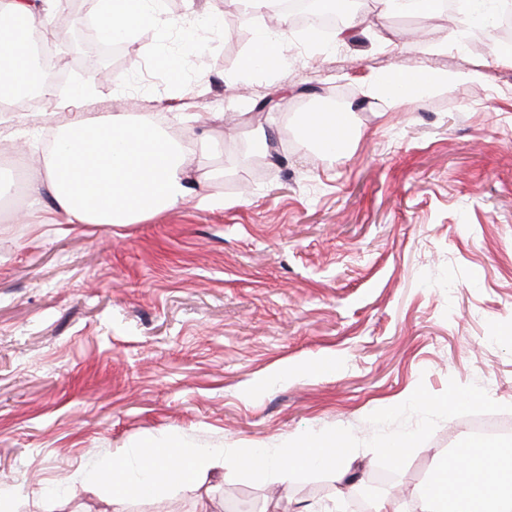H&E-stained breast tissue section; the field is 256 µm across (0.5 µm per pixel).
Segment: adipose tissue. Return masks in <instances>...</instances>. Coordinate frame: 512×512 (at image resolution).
Instances as JSON below:
<instances>
[{
  "label": "adipose tissue",
  "instance_id": "obj_1",
  "mask_svg": "<svg viewBox=\"0 0 512 512\" xmlns=\"http://www.w3.org/2000/svg\"><path fill=\"white\" fill-rule=\"evenodd\" d=\"M62 6L63 0H0V72L6 76L0 97L15 99L29 91L33 68L27 35L50 27ZM96 15L100 36L115 41L145 26L167 30L174 25L160 0H97ZM465 79L462 73L394 71L372 94L392 109L422 91ZM308 133L327 149L349 141L344 113L332 109L319 113ZM191 143V135L171 136L150 118L132 121L108 114L73 120L58 132L54 151L44 159L43 177L28 181L25 216L32 224H134L188 197L203 198L209 183L222 180L224 172L193 178L186 165ZM349 453L338 432L292 444L274 460L252 448L227 454L171 441L155 446L135 477L123 459H113L107 484L113 496L128 499L198 483L218 467L244 466L272 472L326 467L342 480ZM412 503V512H512V460L465 450L451 471L438 472L416 488Z\"/></svg>",
  "mask_w": 512,
  "mask_h": 512
}]
</instances>
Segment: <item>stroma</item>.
I'll return each mask as SVG.
<instances>
[{"instance_id":"stroma-1","label":"stroma","mask_w":512,"mask_h":512,"mask_svg":"<svg viewBox=\"0 0 512 512\" xmlns=\"http://www.w3.org/2000/svg\"><path fill=\"white\" fill-rule=\"evenodd\" d=\"M179 28L141 29L102 76L68 64L58 103L0 128V150L42 167L44 135L85 117L193 118L211 192L136 224H25L0 206V490L12 512H347L325 470L285 481L240 470L163 496L116 500L87 481L147 441L279 454L342 432L360 476L404 490L435 473L473 417L512 420V59L492 31L433 13L389 24L380 5L348 38L278 28L283 67L240 63L264 16L224 0H163ZM218 24H209L211 16ZM447 45L423 53L415 31ZM471 73L403 102L366 91L394 70ZM274 97L270 111L257 99ZM337 105L353 140L303 142L302 114ZM274 135L255 175L242 154ZM406 439L402 462L384 442Z\"/></svg>"}]
</instances>
